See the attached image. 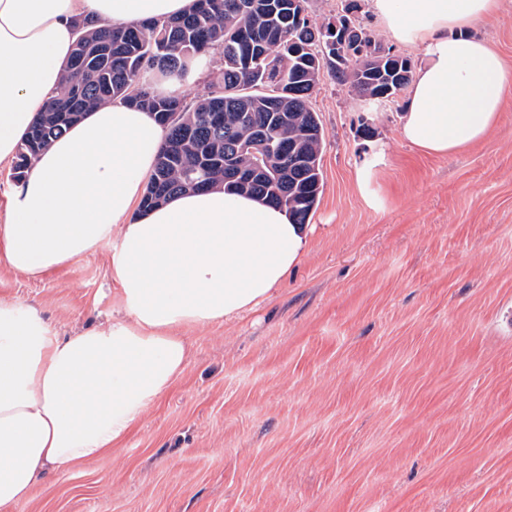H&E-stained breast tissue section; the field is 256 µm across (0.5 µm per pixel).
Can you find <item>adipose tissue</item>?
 Here are the masks:
<instances>
[{
  "label": "adipose tissue",
  "mask_w": 512,
  "mask_h": 512,
  "mask_svg": "<svg viewBox=\"0 0 512 512\" xmlns=\"http://www.w3.org/2000/svg\"><path fill=\"white\" fill-rule=\"evenodd\" d=\"M194 0H0V162L58 91L74 19L113 26L185 13ZM502 0H371L385 34L421 62L402 140L445 156L483 141L512 84L467 30ZM166 131L121 101L87 112L32 161L0 210V263L37 277L111 246L119 317L59 335L39 310L0 299V512L46 474L121 446L183 375L191 327L271 300L302 261L308 225L255 197L214 189L142 206Z\"/></svg>",
  "instance_id": "obj_1"
}]
</instances>
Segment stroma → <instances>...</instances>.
<instances>
[{"label":"stroma","mask_w":512,"mask_h":512,"mask_svg":"<svg viewBox=\"0 0 512 512\" xmlns=\"http://www.w3.org/2000/svg\"><path fill=\"white\" fill-rule=\"evenodd\" d=\"M471 34L512 69V0ZM323 78V191L301 265L259 310L190 331L183 379L139 429L13 512H512V90L448 156ZM386 154L380 210L355 169ZM64 336L112 317L110 253L0 299Z\"/></svg>","instance_id":"35a3bbf8"}]
</instances>
